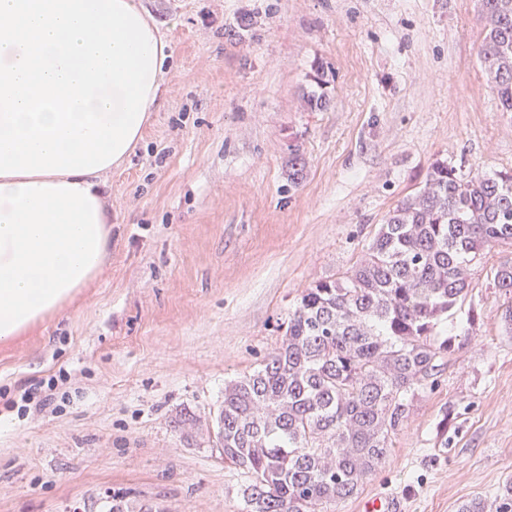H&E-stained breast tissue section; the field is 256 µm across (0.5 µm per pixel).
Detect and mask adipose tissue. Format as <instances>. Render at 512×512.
<instances>
[{
	"mask_svg": "<svg viewBox=\"0 0 512 512\" xmlns=\"http://www.w3.org/2000/svg\"><path fill=\"white\" fill-rule=\"evenodd\" d=\"M100 173L0 177V340L57 314L101 272L112 214Z\"/></svg>",
	"mask_w": 512,
	"mask_h": 512,
	"instance_id": "obj_1",
	"label": "adipose tissue"
}]
</instances>
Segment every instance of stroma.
Segmentation results:
<instances>
[{
  "label": "stroma",
  "instance_id": "1",
  "mask_svg": "<svg viewBox=\"0 0 512 512\" xmlns=\"http://www.w3.org/2000/svg\"><path fill=\"white\" fill-rule=\"evenodd\" d=\"M139 2L170 70L142 140L104 178L106 265L0 342V512H246L247 476L211 439L225 383L280 345L301 290L350 270L433 162L512 172L479 0ZM511 257L474 266L475 344L339 512L376 492L405 512H458L512 480V329L492 274ZM53 376L54 401L18 415L8 393ZM187 413L198 430L178 429Z\"/></svg>",
  "mask_w": 512,
  "mask_h": 512
}]
</instances>
